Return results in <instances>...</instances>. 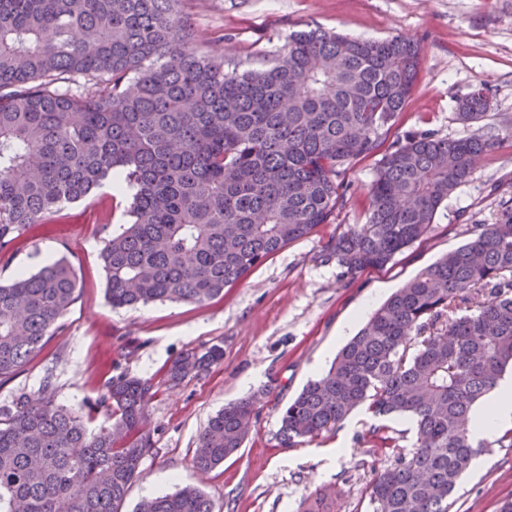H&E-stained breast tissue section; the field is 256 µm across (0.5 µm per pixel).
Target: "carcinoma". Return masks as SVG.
I'll return each mask as SVG.
<instances>
[{
	"instance_id": "1",
	"label": "carcinoma",
	"mask_w": 512,
	"mask_h": 512,
	"mask_svg": "<svg viewBox=\"0 0 512 512\" xmlns=\"http://www.w3.org/2000/svg\"><path fill=\"white\" fill-rule=\"evenodd\" d=\"M183 0H0V254L120 174L131 221L100 251L114 308L202 303L288 244L335 220L340 177L377 160L364 222L320 258L347 276L382 268L424 237L495 140L411 131L388 141L411 97L420 49L402 36L355 39L320 28L288 35L258 66L224 71L199 50ZM491 110L483 87L458 102L464 122ZM512 200L491 224L399 288L330 368L286 405L278 447L311 443L366 407L408 417L414 449L387 426L368 441L393 458L370 486L371 512H451L473 459L512 449L469 430L476 405L512 368ZM78 282L61 257L0 283V384L60 328ZM224 350L172 361L168 381L201 375ZM150 381L108 378L105 420L39 396L0 406V512H120L152 450ZM266 390L228 403L198 439L207 472L244 444ZM135 512H213L185 486Z\"/></svg>"
}]
</instances>
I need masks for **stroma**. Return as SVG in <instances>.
<instances>
[{
	"label": "stroma",
	"mask_w": 512,
	"mask_h": 512,
	"mask_svg": "<svg viewBox=\"0 0 512 512\" xmlns=\"http://www.w3.org/2000/svg\"><path fill=\"white\" fill-rule=\"evenodd\" d=\"M182 7L194 18L205 48L241 68L276 51L297 30L411 38L421 48L419 82L395 134L432 130L454 139L482 131L498 141L449 197L431 232L385 267L350 277L319 260L328 241L361 223L376 166L371 157L347 172L346 202L334 223L289 244L201 304L112 308L99 254L113 231L129 223L132 192L104 186L69 205L51 235L26 237L0 260L1 282L61 256L72 262L79 280L61 328L0 385V404L21 391L37 393L48 373L56 401L78 411L98 398L109 377L127 373L151 380L155 395L147 425L154 447L122 512L186 485L201 488L214 512H298L303 499L319 489L334 494V512H369L370 485L390 463L367 441L379 418L362 407L318 441L281 448V411L329 369L397 288L462 245L474 225L492 223L501 201L512 199V0H183ZM478 84L488 88L492 109L479 123H463L457 102ZM214 345L224 349L219 365L177 386L166 383L165 370L175 357ZM262 387L270 393L243 447L199 473L193 456L208 419ZM508 498L512 452L494 447L473 460L452 512H498Z\"/></svg>",
	"instance_id": "obj_1"
}]
</instances>
